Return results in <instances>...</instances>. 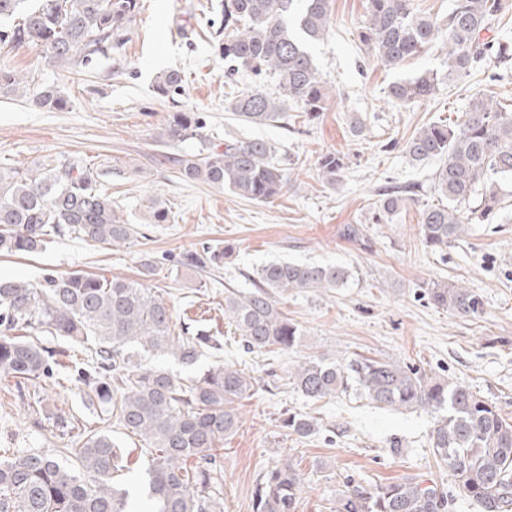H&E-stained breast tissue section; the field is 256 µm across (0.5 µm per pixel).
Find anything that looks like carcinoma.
I'll use <instances>...</instances> for the list:
<instances>
[{"mask_svg":"<svg viewBox=\"0 0 512 512\" xmlns=\"http://www.w3.org/2000/svg\"><path fill=\"white\" fill-rule=\"evenodd\" d=\"M137 0H0V50L37 48L55 66L82 65L120 48ZM503 0H452L448 14H418L413 0H367L358 38L367 55L394 69L435 43L445 50L448 75H469L512 61V34L480 38L502 14ZM331 0H224V42L219 50L228 76L248 74L252 87L240 91L228 110L240 120L265 125L284 116L288 104L314 120L328 101L318 73L314 45L327 34ZM183 76L171 69L158 76L161 98L180 92ZM434 73L394 81L386 95L396 103L432 96ZM24 90L23 75L0 64V93ZM39 106L68 109L49 89ZM203 123L192 112H171L165 135L171 141L197 140ZM412 161L439 158L434 186L446 204H425L420 233L427 247L443 251L467 224H493L512 184V110L492 94L474 97L460 122L433 123L402 145ZM263 139L227 140L224 150L176 159L189 181L227 187L257 202L278 197L288 184ZM344 155L327 151L317 160L322 181L336 186ZM416 186H383L371 220L384 224ZM478 200L474 207L461 205ZM76 235L104 246L131 242L137 231L97 188V173L80 159L44 161L25 171L0 168V253L31 254L54 236ZM228 248L206 246L189 252L184 267H215ZM349 273L337 265L271 262L258 270L253 288L228 291L224 317L240 331L252 352L287 350L302 330L288 321L276 296L290 290L341 288ZM436 307L462 317L480 313V295L448 282L426 285ZM62 336L88 350V360L69 371L68 381L85 402L98 405L116 425L142 438L148 454L145 486L155 512H223L221 464L213 450L239 428L241 400L253 394L254 379L229 363L215 364L185 384L164 369L144 368L141 357L172 356L194 366L220 351L214 336L196 333L173 320L168 302L135 281L114 275L47 273L38 284L0 280V376L16 385L55 377L56 351L39 336ZM292 383L313 400L350 390L395 410L420 409L433 418L431 447L463 499L479 512H512V422L470 388L444 377L426 379L397 362L357 356L344 363L308 359L291 373ZM284 427L300 437L314 431L312 419L291 414ZM76 465L64 466L48 451H19L0 461V512H127L128 492L119 484L126 469L121 449L102 432H83ZM302 477L283 459L257 485L254 512H295ZM335 512H448V494L437 482L408 476L370 486L347 484L336 495Z\"/></svg>","mask_w":512,"mask_h":512,"instance_id":"cac0c4a2","label":"carcinoma"}]
</instances>
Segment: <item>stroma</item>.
Instances as JSON below:
<instances>
[{"mask_svg":"<svg viewBox=\"0 0 512 512\" xmlns=\"http://www.w3.org/2000/svg\"><path fill=\"white\" fill-rule=\"evenodd\" d=\"M331 8V27L314 47L330 99L312 122L295 107L269 125H252L227 112L233 87L217 52L224 26L221 0H139L123 47L87 66L58 67L44 52L26 47L8 54L28 89L23 96L0 94V167L80 157L98 172L113 207L139 235L109 248L72 235L56 237L33 254L0 255V279L35 284L44 274L74 271L138 279L169 301L175 321L221 340L218 355L203 356L192 367L154 356L143 357L142 364L187 379L221 359L255 378V394L241 402V426L219 450L224 512H253L257 483L285 458L297 463L303 477L296 512H332L349 480L366 486L420 475L450 485L432 452L430 415L382 409L352 392L309 400L289 375L310 358L336 363L363 355L399 362L428 377L445 376L495 403L512 421V206L499 223L468 225L441 252L423 243L414 204L388 223L371 221L377 190L387 183L419 182L423 202L440 201L433 189L438 160L412 163L399 147L390 149L389 141L399 144L432 122H459L485 88L511 101L512 65L500 69L493 83L483 71L451 79L436 46L390 69L360 48L357 28L366 0H332ZM169 68L184 75L181 92L171 99L154 92L158 73ZM432 71L442 82L429 99L396 104L385 96L396 79ZM50 87L67 97V110L36 105V94ZM177 110L200 116L212 150H223L234 138L268 140L290 178L288 191L258 203L226 188L182 180L176 158L197 153L201 145L164 137L165 116ZM354 112L365 122L359 137L349 126ZM328 150L343 153L348 162L333 187L316 168L318 156ZM155 197L169 207L168 223H149L147 205ZM350 224L359 228L358 240L347 238ZM206 245L230 248L223 267L207 273L179 267L183 254ZM146 255L159 268L144 279L139 261ZM276 259L339 265L350 279L342 288L279 296L280 309L303 331L300 342L287 351L249 353L224 316V294L250 288L256 269ZM441 280L474 289L482 299L481 313L461 318L430 304L423 286ZM13 385L0 377V460L38 449L73 461V438L55 427L56 414L99 424L128 457L121 481L130 493V512H149L140 437L101 421L100 410L89 408L66 379L20 393ZM291 414L314 417L316 432L301 438L283 428Z\"/></svg>","mask_w":512,"mask_h":512,"instance_id":"stroma-1","label":"stroma"}]
</instances>
